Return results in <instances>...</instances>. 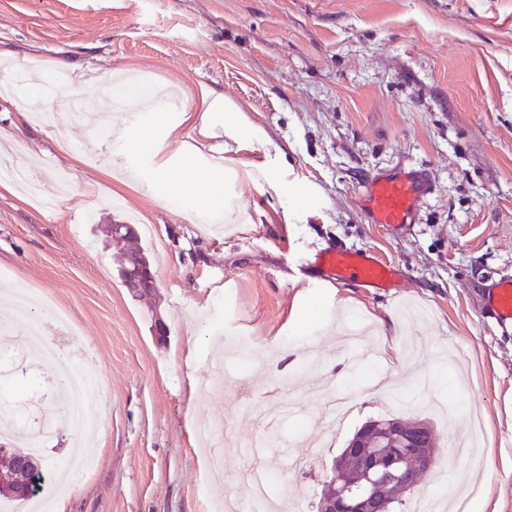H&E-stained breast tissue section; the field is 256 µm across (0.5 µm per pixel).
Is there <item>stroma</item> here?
I'll use <instances>...</instances> for the list:
<instances>
[{
	"instance_id": "stroma-1",
	"label": "stroma",
	"mask_w": 512,
	"mask_h": 512,
	"mask_svg": "<svg viewBox=\"0 0 512 512\" xmlns=\"http://www.w3.org/2000/svg\"><path fill=\"white\" fill-rule=\"evenodd\" d=\"M0 51L23 68L45 63L50 109L67 113L52 126L24 92L0 94V144L24 141L33 180L70 179L51 207L0 190V289L22 282L67 309L94 356L95 465L75 475L65 512H212L213 499L250 498L253 468L273 477L275 497L300 492L298 512H316L333 459L362 424L391 416L431 424L445 494L467 480L479 489L472 512H512V327L485 308L492 280L512 276V0H0ZM205 88L275 144L263 160L282 182L277 195L227 179V201L248 213L228 233L148 190L158 172L182 175L181 143L200 167L223 162V118L208 138L183 118ZM156 90L168 111L157 154L99 153L88 130L117 106L151 123ZM400 167L430 184L415 222L370 223L366 178ZM80 194L93 208L76 206ZM131 220L152 229L139 243L156 286L142 297L119 276L129 242L98 230ZM328 246L373 251L404 279L305 288ZM409 337L429 355L405 364L398 389L412 404L395 408L365 389L393 375ZM230 348L246 357L238 379L215 369ZM440 367L448 424L418 388ZM5 374L12 409L40 429L58 407L50 363ZM327 387L357 397L330 434L316 394ZM285 402L304 427L281 426L276 447L245 446L256 406ZM475 412L494 464L470 475L448 440L469 435ZM205 421L226 431L216 480Z\"/></svg>"
}]
</instances>
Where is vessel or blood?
Returning <instances> with one entry per match:
<instances>
[{
	"instance_id": "obj_1",
	"label": "vessel or blood",
	"mask_w": 512,
	"mask_h": 512,
	"mask_svg": "<svg viewBox=\"0 0 512 512\" xmlns=\"http://www.w3.org/2000/svg\"><path fill=\"white\" fill-rule=\"evenodd\" d=\"M427 191L418 171L400 169L368 178L363 207L374 224L398 226L412 223L416 206ZM314 264L319 281L357 280L370 288H390L402 279V271L367 250L346 251L327 248L317 253ZM489 306L499 324L512 326V278L495 282L489 293Z\"/></svg>"
}]
</instances>
